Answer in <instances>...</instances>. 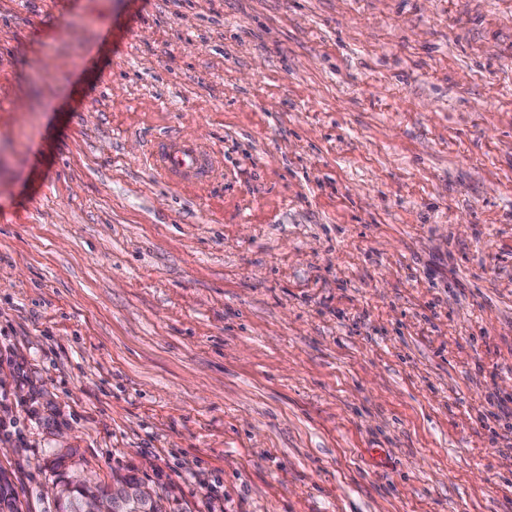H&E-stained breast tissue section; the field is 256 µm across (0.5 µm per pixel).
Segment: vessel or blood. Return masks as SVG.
Returning a JSON list of instances; mask_svg holds the SVG:
<instances>
[{
  "mask_svg": "<svg viewBox=\"0 0 512 512\" xmlns=\"http://www.w3.org/2000/svg\"><path fill=\"white\" fill-rule=\"evenodd\" d=\"M152 163L168 180L198 182L208 173L213 159L208 151L188 139H173L159 144Z\"/></svg>",
  "mask_w": 512,
  "mask_h": 512,
  "instance_id": "b4317fda",
  "label": "vessel or blood"
}]
</instances>
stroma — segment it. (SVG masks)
I'll return each mask as SVG.
<instances>
[{"instance_id":"stroma-1","label":"stroma","mask_w":512,"mask_h":512,"mask_svg":"<svg viewBox=\"0 0 512 512\" xmlns=\"http://www.w3.org/2000/svg\"><path fill=\"white\" fill-rule=\"evenodd\" d=\"M0 469L512 512V0H0ZM152 163L168 180L185 183L200 182L212 166L208 151L188 139H173L159 144Z\"/></svg>"}]
</instances>
